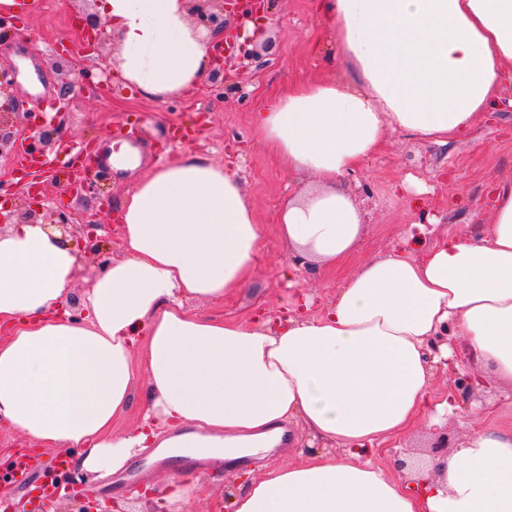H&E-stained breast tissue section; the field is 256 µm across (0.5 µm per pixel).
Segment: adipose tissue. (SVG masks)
Returning a JSON list of instances; mask_svg holds the SVG:
<instances>
[{
	"mask_svg": "<svg viewBox=\"0 0 512 512\" xmlns=\"http://www.w3.org/2000/svg\"><path fill=\"white\" fill-rule=\"evenodd\" d=\"M114 66L145 98L207 77L212 43L187 0H98ZM345 69L294 85L255 116L260 140L298 184L279 212L290 272L336 265L361 213L341 181L388 133L447 143L467 132L512 72V0H319ZM486 234L444 237L364 262L322 314L221 321L191 313L250 284L262 227L237 172L190 150L139 178L119 216L122 258L98 274L75 318L78 255L38 224L0 232V420L29 439L80 449L110 474L146 448L228 460L281 446L287 426L345 455L314 454L241 482L234 512H512V433H471L394 481L360 459L429 405L435 337L453 331L492 380L512 384V181L494 189ZM143 388L147 414L113 435Z\"/></svg>",
	"mask_w": 512,
	"mask_h": 512,
	"instance_id": "1",
	"label": "adipose tissue"
}]
</instances>
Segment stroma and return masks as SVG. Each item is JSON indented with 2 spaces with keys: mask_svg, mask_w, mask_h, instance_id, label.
I'll return each instance as SVG.
<instances>
[{
  "mask_svg": "<svg viewBox=\"0 0 512 512\" xmlns=\"http://www.w3.org/2000/svg\"><path fill=\"white\" fill-rule=\"evenodd\" d=\"M316 4L317 0H270L262 23L265 39L273 43L270 53L261 54L249 69L240 71L221 93H214L209 81L167 100L146 99L120 82L107 65L112 55L109 42H102L87 57L75 52V45L83 39L81 18L96 12L93 0H44L43 6L17 15L0 12V25L9 29L8 36L0 39V69L13 73L17 111L39 112L48 104L63 115L42 202L48 211L66 212L83 226L71 239L80 257L72 305H81L92 286L93 273L121 255L117 207L138 173L156 166L168 150L170 127L178 126L193 111L206 130L191 140V148L239 170L263 231L252 284L220 303L190 302L197 314L247 322L261 313L286 314L304 294L312 296V308L317 311L335 300L362 263L398 246L411 225H430L435 240L466 227L488 231L492 222L489 189L512 179L511 84L501 87L498 100L481 113L461 140L441 145L402 132L389 134L382 150L343 182L363 218V232L353 251L335 268L303 273L292 283L283 277L293 256L278 232L277 215L291 177L269 148L254 138L253 117L290 85L332 77L344 67L340 49L322 30ZM75 139L134 145L141 155L139 169L100 179L103 194L98 200L64 192L78 158L69 148ZM410 175L429 188L424 203L415 207L393 191L395 184ZM452 343L453 365L436 369L430 403L456 393L459 377L476 370L465 341L456 337ZM487 428L512 433L511 386L488 388L481 400L473 402L469 414L449 418L443 429L416 420L404 434L374 443L366 458L398 480L406 475L399 460L426 458L442 444L456 448L465 435ZM23 451L31 455L35 478L53 475L59 458L56 449H33L24 435L0 423V486L15 498L18 512H30V504L20 497L14 482L15 459ZM137 469L150 472L160 493L180 473L171 458L146 450L112 474V483L126 482ZM240 481L235 469L215 463L185 478L188 492L183 501L163 505L151 498L133 499L127 501L125 512H230L228 494Z\"/></svg>",
  "mask_w": 512,
  "mask_h": 512,
  "instance_id": "1",
  "label": "stroma"
}]
</instances>
